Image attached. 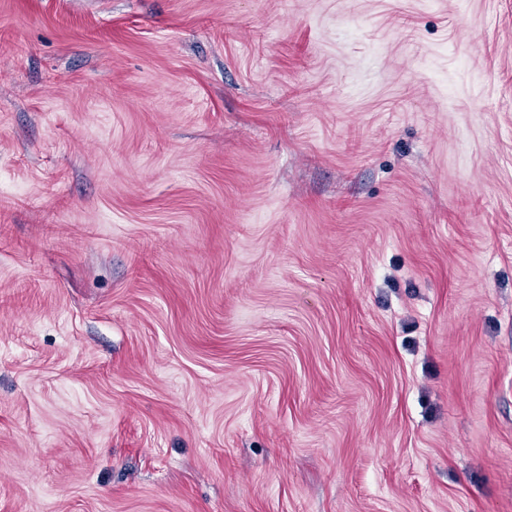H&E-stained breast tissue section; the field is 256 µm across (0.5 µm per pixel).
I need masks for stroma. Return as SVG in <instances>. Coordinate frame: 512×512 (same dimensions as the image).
Returning <instances> with one entry per match:
<instances>
[{"label":"stroma","mask_w":512,"mask_h":512,"mask_svg":"<svg viewBox=\"0 0 512 512\" xmlns=\"http://www.w3.org/2000/svg\"><path fill=\"white\" fill-rule=\"evenodd\" d=\"M0 512H512V0H0Z\"/></svg>","instance_id":"1"}]
</instances>
